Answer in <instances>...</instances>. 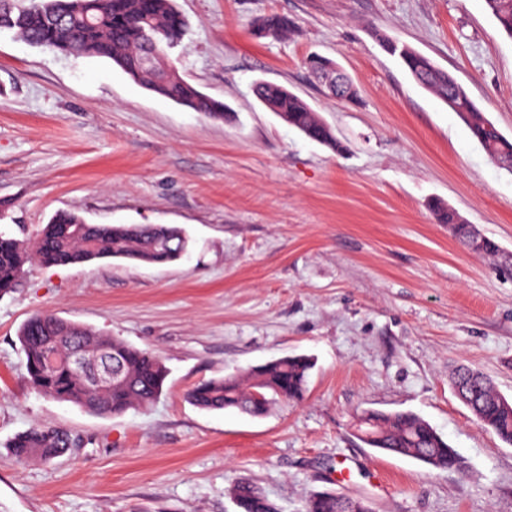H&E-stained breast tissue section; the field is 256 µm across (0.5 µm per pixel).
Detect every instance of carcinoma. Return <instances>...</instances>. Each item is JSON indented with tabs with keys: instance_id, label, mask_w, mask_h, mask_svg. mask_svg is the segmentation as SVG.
I'll return each instance as SVG.
<instances>
[{
	"instance_id": "cac0c4a2",
	"label": "carcinoma",
	"mask_w": 512,
	"mask_h": 512,
	"mask_svg": "<svg viewBox=\"0 0 512 512\" xmlns=\"http://www.w3.org/2000/svg\"><path fill=\"white\" fill-rule=\"evenodd\" d=\"M501 30L512 37V0H484ZM291 21L271 15L254 22L255 32L278 38L288 32ZM0 31L31 45L69 55L110 59L134 81L195 112L224 118V104L215 101L180 76H167L152 64L157 54L177 46L187 31V22L176 0H26L17 6L0 0ZM405 70L441 100L448 99L460 84L448 80V72L430 58L406 48L399 55ZM309 72L338 99H352L349 79L333 85L336 66L320 56L306 59ZM256 97L288 125L311 140L338 152L345 146L317 113L294 93L278 86L258 83ZM450 110L465 122L492 164L512 172V141L494 135L486 116L467 93L458 95ZM436 223L448 225L454 239L468 251L493 258L497 270L512 276V258L493 240L474 234V225L460 223L451 207H432ZM188 240L181 228L166 224H82L78 215L61 213L45 225L30 244L0 235V295L17 286L26 263L46 267L80 264L96 259H123L162 264L178 260ZM25 355L28 382L38 393L71 403L100 416H120L146 409L162 395L168 370L162 358L87 326L40 313L18 332ZM70 350L82 351L95 363L107 355L119 377L107 385L96 384L81 368L66 358ZM307 356L272 359L253 367L246 375H230L200 382L187 393L196 407L217 411L234 409L253 417L265 415L277 400L299 401L306 391ZM453 384L458 398L483 427L512 445V404L502 400L490 380L468 367L456 370ZM354 428L368 436L365 444L384 453L412 457L435 469L460 471L463 461L443 436L422 417L403 411L365 410ZM73 444L70 435L52 426H34L10 446L16 463L48 461ZM234 498L241 512H277L276 506L249 482L235 486ZM305 512H349V506L329 492L309 497Z\"/></svg>"
}]
</instances>
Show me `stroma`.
<instances>
[{
	"label": "stroma",
	"instance_id": "35a3bbf8",
	"mask_svg": "<svg viewBox=\"0 0 512 512\" xmlns=\"http://www.w3.org/2000/svg\"><path fill=\"white\" fill-rule=\"evenodd\" d=\"M188 21L168 59L224 102L214 119L112 61L0 33V234L35 240L60 212L89 224H170L178 261L28 263L0 297V512H238L248 481L279 512L333 490L374 512H512V446L458 399L479 369L512 400V278L436 223L443 202L512 252V174L379 35L453 72L512 138V38L484 0H176ZM293 28L260 38L258 16ZM333 60L357 88L329 96L306 69ZM300 96L344 144L310 140L256 83ZM51 312L160 354L150 408L103 417L34 391L17 339ZM315 362L298 402L262 417L207 411L187 391L289 355ZM364 409L411 411L457 449L441 471L364 444ZM35 425L81 447L16 466Z\"/></svg>",
	"mask_w": 512,
	"mask_h": 512
}]
</instances>
